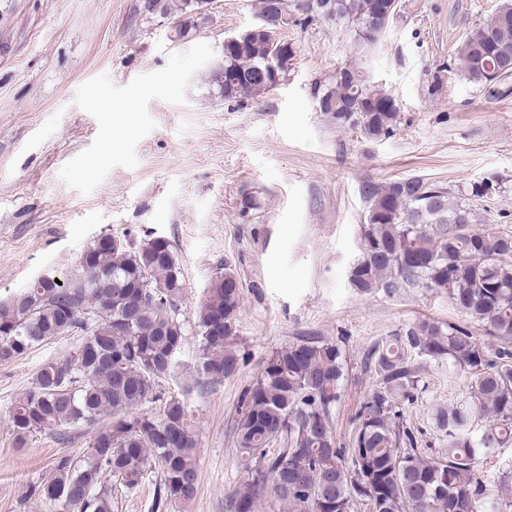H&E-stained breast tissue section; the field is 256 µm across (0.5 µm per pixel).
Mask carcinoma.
Masks as SVG:
<instances>
[{
  "label": "carcinoma",
  "mask_w": 512,
  "mask_h": 512,
  "mask_svg": "<svg viewBox=\"0 0 512 512\" xmlns=\"http://www.w3.org/2000/svg\"><path fill=\"white\" fill-rule=\"evenodd\" d=\"M319 15L344 23L367 46L388 19L383 0H319ZM273 42L246 30L224 47V99L243 102L270 91L261 71ZM454 74L478 87L512 77V0L456 48ZM320 111L369 139L390 135L399 107L384 89L344 68L314 87ZM366 223L348 282L360 293L403 285L442 291L468 318L488 325L502 345L463 326L419 320L385 337L366 355L380 377L357 416L350 447L336 445L331 413L341 397L346 357L333 341L302 339L272 351L245 390L236 445L245 476L228 496L230 512H257L267 497L286 512H512V496L490 488L512 482V467L480 460L512 445V235L477 225L473 209L419 180L369 188ZM89 260L68 274L38 278L0 302V363L67 334L68 354L43 363L10 408L16 447L36 435L89 434L83 455L60 456L55 475L33 493L60 512H112V481L135 492L156 475L151 512H182L197 493L196 419L188 402L164 396L185 343L181 308L187 286L173 246L148 239L131 247L107 234L87 246ZM230 269L217 273L196 312L198 372L213 380L239 369L236 314L241 288ZM413 355L448 361L470 377L463 403L441 409L444 457L429 460L401 423L396 395L418 382ZM146 403L158 404L144 412ZM287 448L268 456L277 437Z\"/></svg>",
  "instance_id": "1"
}]
</instances>
